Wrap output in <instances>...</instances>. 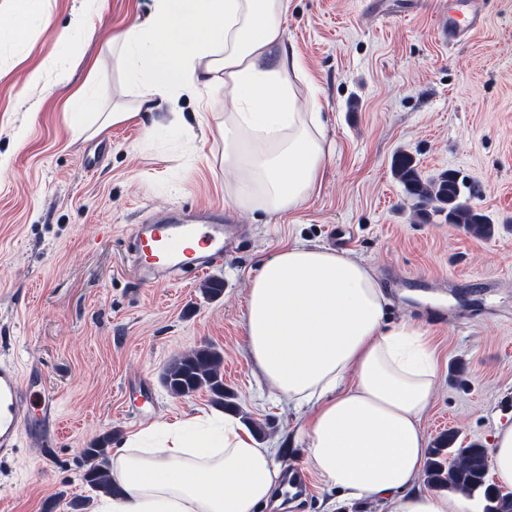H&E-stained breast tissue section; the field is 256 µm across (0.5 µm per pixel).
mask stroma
I'll return each mask as SVG.
<instances>
[{
    "label": "stroma",
    "instance_id": "1",
    "mask_svg": "<svg viewBox=\"0 0 512 512\" xmlns=\"http://www.w3.org/2000/svg\"><path fill=\"white\" fill-rule=\"evenodd\" d=\"M448 0H290L284 26L321 112L320 183L300 209H233L244 228L207 298L201 281L140 283L131 232L153 212L224 207L235 171L224 166V90L184 91L147 121L95 134L98 115L132 106L135 87L112 39L143 21L152 0H0V24L26 16L24 40L0 38V363L41 370L65 429L51 452L26 432L0 451V512H94L85 448L157 423L215 411L207 389L177 397L163 383L174 358L202 347L223 358L224 386L280 468L310 491L290 512H387L383 501L342 500L307 460L302 414L273 396L245 351L248 288L288 241L333 247L379 278L388 323L430 332L440 371L423 417L427 443L453 432L491 448L512 423V0H484V26L452 46L433 34ZM88 8L90 25L71 30ZM50 15L44 28L42 15ZM41 70L44 87L29 77ZM67 74L58 83V71ZM94 102L71 113L84 85ZM422 175L445 171L475 187L467 202L495 225L489 239L420 213L393 177L397 153Z\"/></svg>",
    "mask_w": 512,
    "mask_h": 512
}]
</instances>
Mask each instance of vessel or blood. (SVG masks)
Here are the masks:
<instances>
[{"mask_svg": "<svg viewBox=\"0 0 512 512\" xmlns=\"http://www.w3.org/2000/svg\"><path fill=\"white\" fill-rule=\"evenodd\" d=\"M485 22L482 0H455L436 16L435 30L446 42H459ZM239 238L238 229L224 221L222 209L193 214L164 211L146 224L136 225L132 236V262L140 280L174 277L190 269L202 274L231 255ZM40 399L43 425L37 433L44 442L58 435L60 421L54 413L55 394L40 371H20L0 363V447H13L28 414L29 395Z\"/></svg>", "mask_w": 512, "mask_h": 512, "instance_id": "1", "label": "vessel or blood"}]
</instances>
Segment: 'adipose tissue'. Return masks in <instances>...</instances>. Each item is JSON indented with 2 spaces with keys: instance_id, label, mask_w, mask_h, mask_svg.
<instances>
[{
  "instance_id": "obj_1",
  "label": "adipose tissue",
  "mask_w": 512,
  "mask_h": 512,
  "mask_svg": "<svg viewBox=\"0 0 512 512\" xmlns=\"http://www.w3.org/2000/svg\"><path fill=\"white\" fill-rule=\"evenodd\" d=\"M288 0H153L112 40L138 93L98 132L142 118L183 87L224 89V165L235 203L270 213L302 206L322 175L320 115L302 111V62L283 19ZM374 272L345 253L292 241L262 262L245 316L246 349L273 394L305 410L309 463L350 500L388 512H473L420 488L422 417L439 361L420 323L385 322ZM282 479L269 448L233 419L188 416L137 433L112 460L114 495L96 512H258Z\"/></svg>"
}]
</instances>
